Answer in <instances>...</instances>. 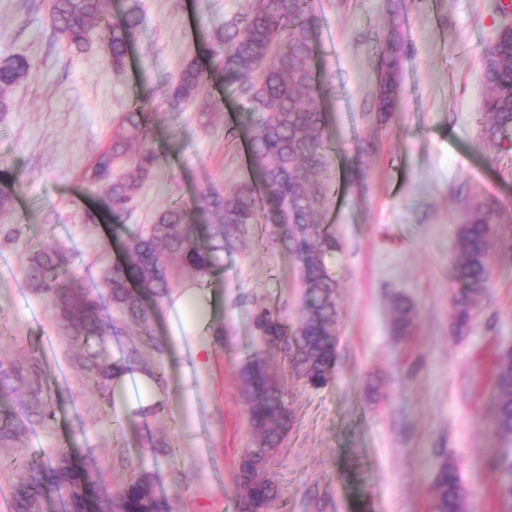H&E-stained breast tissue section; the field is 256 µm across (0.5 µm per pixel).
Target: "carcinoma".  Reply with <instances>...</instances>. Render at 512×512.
I'll list each match as a JSON object with an SVG mask.
<instances>
[{
	"label": "carcinoma",
	"mask_w": 512,
	"mask_h": 512,
	"mask_svg": "<svg viewBox=\"0 0 512 512\" xmlns=\"http://www.w3.org/2000/svg\"><path fill=\"white\" fill-rule=\"evenodd\" d=\"M51 30L68 48L83 50L91 32L104 33L106 50L115 69L123 67L129 46L137 37L142 15L137 0H129L119 17H104L101 0H51ZM316 46L314 18L307 0H254L244 16L226 23L212 35L206 64L191 61L168 89L175 104L196 100L211 70L224 75L227 87L248 102L254 117L246 140L249 168L258 181L244 180L229 191L211 187L189 207L168 204L151 224H137L123 259L101 270L99 279L84 286L68 268L60 251L39 248L30 256L26 277L30 290L42 296L61 335L78 348L74 364L83 380L100 393L102 420L112 424L111 384L117 376L146 375L156 384L161 367L145 360L144 352H164L150 329L151 307L171 294L180 270L205 279L224 265V254L246 245L256 226L265 224L271 242L294 259L304 288V309L298 325L288 330L278 314L262 308L254 327L262 343H284L291 371L305 385L325 386L336 366L339 317L338 282L325 261L340 249L336 237L322 228L329 187L324 149L326 113L320 107L321 85L312 68ZM406 44L400 21L392 19L378 46L377 112L388 119L396 107ZM485 92L481 100L483 139L487 146L512 155V34L502 33L483 49ZM36 63L27 57L0 58V112L15 108L9 90L31 78ZM153 131L138 107L123 113L112 141L95 156L87 182L100 192L102 205L116 222L137 206L140 189L157 167ZM502 211L490 201L473 199L456 234L457 261L453 274L461 284L452 302L453 324L470 326L477 301L491 286L490 256L502 242ZM412 321L409 304H394L393 328L404 334ZM141 327L137 340L117 360L105 356L112 340L128 335L130 325ZM256 446L240 462L238 512H268L278 499V486L263 476L271 453L281 448L291 414L280 380L260 354L245 362L238 374ZM496 432L512 439V347L499 355L494 385ZM141 418L145 442L165 448ZM53 419L40 365L0 360V446L16 438L32 420ZM70 448H54L39 462L23 454L7 458L12 484V512H43L55 498L62 512H171L157 489L155 473L134 469L116 493L109 490L97 460L86 455L74 462ZM498 497L512 512V457L496 459ZM468 492L455 464L445 459L431 484L430 512H467Z\"/></svg>",
	"instance_id": "cac0c4a2"
}]
</instances>
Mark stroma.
<instances>
[{"instance_id": "35a3bbf8", "label": "stroma", "mask_w": 512, "mask_h": 512, "mask_svg": "<svg viewBox=\"0 0 512 512\" xmlns=\"http://www.w3.org/2000/svg\"><path fill=\"white\" fill-rule=\"evenodd\" d=\"M139 4L144 23L117 71L101 30L88 50H70L52 35L50 0H0V57L38 66L11 89L14 110L0 114V178L15 186L0 211V359H37L55 412L20 449L31 460L51 448L90 450L110 489L141 468L158 474L172 512H237L238 459L254 445L238 371L259 352L292 417L266 470L281 491L269 512H428L447 458L459 465L468 512H499L492 462L505 443L493 389L498 354L512 347V223L470 329L452 323L455 237L468 203L487 198L512 212V156L481 139L482 49L503 22L491 0H309L333 177L324 222L340 243L326 258L339 284L336 368L324 387H307L283 350L257 336V308L292 327L302 311L294 261L259 228L225 255L223 270L201 284L180 276L173 302L156 307L151 328L165 352L148 359L161 363L163 380L148 398L113 408L123 424L113 431L98 422V392L82 385L47 303L28 287L31 252L61 248L88 286L115 259L113 224L83 173L132 107L147 115L160 161L130 223L251 176L241 157L248 103L225 91L220 74L202 91L223 97L219 113L167 98L187 62L206 61L211 33L240 19L250 0ZM393 13L410 51L398 107L381 124L375 54ZM401 297L414 314L405 336L392 328ZM142 406L155 407L150 421L166 451L143 446L132 416Z\"/></svg>"}]
</instances>
